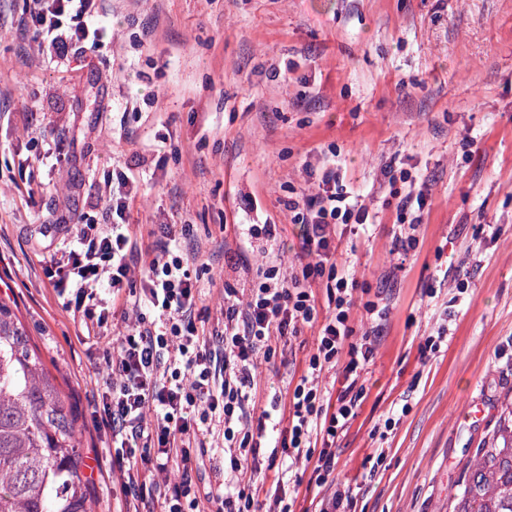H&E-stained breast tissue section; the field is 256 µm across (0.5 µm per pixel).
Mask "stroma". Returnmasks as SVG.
<instances>
[{
	"label": "stroma",
	"instance_id": "stroma-1",
	"mask_svg": "<svg viewBox=\"0 0 512 512\" xmlns=\"http://www.w3.org/2000/svg\"><path fill=\"white\" fill-rule=\"evenodd\" d=\"M100 46L50 52L24 0H0V297L18 316L77 407L85 475L100 512H152L121 489L112 432L102 422L114 337L81 334L49 284L44 256L73 233L39 235L55 216L99 222L116 175L139 181L126 219L141 255L164 224H189L180 249L202 288L197 311L216 323L224 287L247 288L263 259L237 262L243 217L278 224L283 262L301 230L286 185L339 153L347 189L375 221L336 229V258L355 272L357 300L386 308L366 393L331 445L335 485L312 470L288 478L287 458L256 474L258 512L274 496L294 512H451L459 476L512 410V0H101ZM58 141L54 167L37 160ZM402 162L428 193L418 243L392 254L396 201L382 170ZM34 179L33 194L21 192ZM448 342L421 355L440 325ZM314 329L272 341L251 393L255 412L291 394L315 350ZM482 420L465 419L472 401ZM223 437L186 474L197 496L217 483ZM379 457L369 468L367 457Z\"/></svg>",
	"mask_w": 512,
	"mask_h": 512
}]
</instances>
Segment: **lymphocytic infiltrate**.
<instances>
[{
    "label": "lymphocytic infiltrate",
    "instance_id": "lymphocytic-infiltrate-1",
    "mask_svg": "<svg viewBox=\"0 0 512 512\" xmlns=\"http://www.w3.org/2000/svg\"><path fill=\"white\" fill-rule=\"evenodd\" d=\"M25 7L57 57H66L73 42L97 48L98 0H25ZM426 205L424 192L399 196L396 209L405 222L395 238L397 254L414 248ZM284 206L302 227L306 261L287 274L271 250L246 300H239L237 288L225 286L224 318L217 323L221 344L215 349L195 324L201 291L177 253L180 232L173 224L161 227L165 242L154 251L140 281L145 310L129 333L116 340L109 364L112 382L103 398L114 458L123 464V488L155 492L158 512H184L182 500L190 487L184 480L160 486L152 482V474L166 473L174 463L188 462L192 449L206 448L207 422L214 418L224 424L229 466L207 501L214 512H254L260 448L278 419L270 410L252 416V371L273 337L296 336L307 326L318 329L316 349L306 358L289 398L288 435L280 446L291 462L312 464L319 483H327L336 469L331 449L317 442L335 437L354 417L364 394L362 377L375 352L370 333L357 332L353 310L362 307L370 320L383 311L378 302H356L355 280L334 261L333 241L337 225L363 227L371 216L361 194L339 185L332 163L313 193H291ZM127 208V202L117 201L111 220L100 224L77 216L72 248L51 255L45 267L52 288L67 298L66 310L96 335L108 325L104 298L120 301L129 279L127 255L133 243L124 219ZM319 281L325 284L322 301L312 289ZM336 366L345 383L331 397L320 388L319 377Z\"/></svg>",
    "mask_w": 512,
    "mask_h": 512
}]
</instances>
